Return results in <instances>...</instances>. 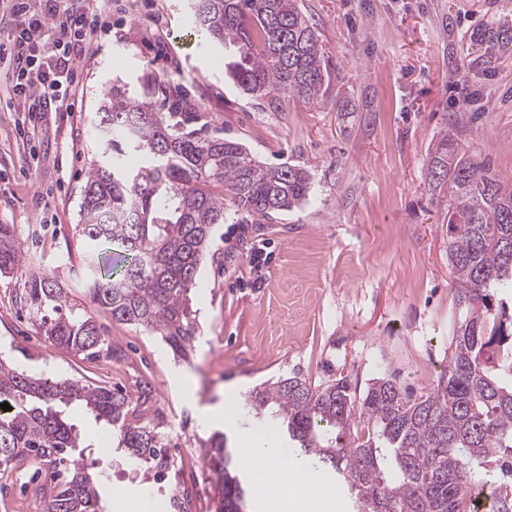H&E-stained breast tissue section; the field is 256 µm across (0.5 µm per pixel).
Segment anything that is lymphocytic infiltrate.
<instances>
[{
	"label": "lymphocytic infiltrate",
	"instance_id": "1",
	"mask_svg": "<svg viewBox=\"0 0 512 512\" xmlns=\"http://www.w3.org/2000/svg\"><path fill=\"white\" fill-rule=\"evenodd\" d=\"M17 18L0 42V61H12V88L24 111H75V63L97 24L83 0H0Z\"/></svg>",
	"mask_w": 512,
	"mask_h": 512
}]
</instances>
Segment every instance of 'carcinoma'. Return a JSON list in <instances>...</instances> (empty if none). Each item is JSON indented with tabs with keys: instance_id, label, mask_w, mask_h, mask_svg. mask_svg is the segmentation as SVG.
<instances>
[{
	"instance_id": "carcinoma-1",
	"label": "carcinoma",
	"mask_w": 512,
	"mask_h": 512,
	"mask_svg": "<svg viewBox=\"0 0 512 512\" xmlns=\"http://www.w3.org/2000/svg\"><path fill=\"white\" fill-rule=\"evenodd\" d=\"M197 25L233 47L225 73L255 100L319 103L330 80L319 35L299 0H194ZM470 65L489 71L512 58V20L469 35ZM180 88L154 77L130 97L118 85L103 94L90 128L100 160L82 190V223L74 226L79 265L74 278L112 319L161 337L183 357L197 333L187 293L224 196L239 223L291 210L310 192L307 170L270 166L241 142L209 131L184 107ZM457 115L427 153L426 181L437 203L448 198V262L457 305L448 367L432 387L415 392L388 378L364 391L344 377L312 384L298 376L256 386L245 415L275 414L282 443L346 487L353 512H512V312L496 299L512 289V189L482 161L461 153ZM130 148L146 161L130 168ZM11 224H0V276L21 267ZM124 268L112 279V269ZM71 288L32 273L25 298L44 335L76 356L115 355ZM0 467L20 459L52 467L47 512H112L103 502L83 437L64 418L82 404L108 426L117 447L137 464L159 466L169 447L162 414L145 382L133 398L78 378L34 376L0 360ZM215 512H248V480L224 435L210 440ZM485 478L476 483L474 469Z\"/></svg>"
}]
</instances>
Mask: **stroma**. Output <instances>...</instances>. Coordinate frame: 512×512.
<instances>
[{"label": "stroma", "mask_w": 512, "mask_h": 512, "mask_svg": "<svg viewBox=\"0 0 512 512\" xmlns=\"http://www.w3.org/2000/svg\"><path fill=\"white\" fill-rule=\"evenodd\" d=\"M319 31L331 82L323 102L253 101L225 75L222 48L186 27L189 0H87L104 12L101 30L77 61V112L30 118L14 100L0 63V224L14 225L17 273L0 276V358L60 379L135 389L149 382L173 441V469L204 485L192 512H214L209 437L240 448L250 430L246 392L280 376L314 383L341 377L366 386L386 377L421 391L442 372L458 318L448 263V209L432 201L424 160L446 124L458 143L512 186V59L470 68L466 43L477 27L512 18V0H301ZM153 74L182 87L210 130L243 143L268 164L308 170L301 207L214 229L190 297L199 330L188 359L142 329L93 316L118 354L88 361L52 344L22 294L29 274L70 275L67 246L80 219L82 188L99 151L89 129L113 81L138 91ZM357 104L340 116L337 96ZM266 241L265 283L253 287L250 255ZM225 422L206 424L209 413ZM104 486L131 498L174 492V478L131 468L122 449L95 466Z\"/></svg>", "instance_id": "35a3bbf8"}]
</instances>
